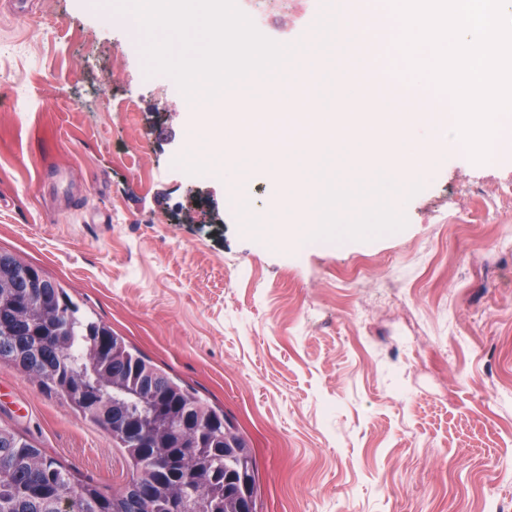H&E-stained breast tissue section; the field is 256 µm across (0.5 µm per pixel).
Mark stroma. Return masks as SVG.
<instances>
[{
  "label": "stroma",
  "mask_w": 512,
  "mask_h": 512,
  "mask_svg": "<svg viewBox=\"0 0 512 512\" xmlns=\"http://www.w3.org/2000/svg\"><path fill=\"white\" fill-rule=\"evenodd\" d=\"M292 68L337 93L344 48L305 40L333 0H262ZM110 0L0 8V251L60 282L90 315L246 435L260 512H512V180L446 148L390 204L407 226L366 241L282 236L326 180L375 182L359 139L312 159L298 207L273 155L209 153L174 80L144 81ZM357 89H401L394 43ZM195 186L211 224L186 222ZM280 194V219L258 224ZM109 213L106 224L92 213ZM0 422L65 469L119 492L121 449L66 402L0 364Z\"/></svg>",
  "instance_id": "1"
}]
</instances>
